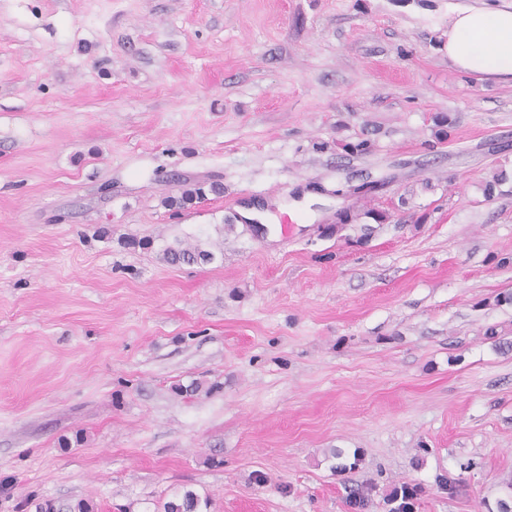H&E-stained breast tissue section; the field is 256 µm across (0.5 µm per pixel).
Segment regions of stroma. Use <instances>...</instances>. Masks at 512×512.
I'll use <instances>...</instances> for the list:
<instances>
[{
  "mask_svg": "<svg viewBox=\"0 0 512 512\" xmlns=\"http://www.w3.org/2000/svg\"><path fill=\"white\" fill-rule=\"evenodd\" d=\"M483 2L0 0V512L512 505V84L448 63ZM167 259L172 264H193L199 261L212 260V253L195 248L169 247L166 251ZM208 506L206 498L202 499L194 491L187 490L165 502L163 512H207Z\"/></svg>",
  "mask_w": 512,
  "mask_h": 512,
  "instance_id": "obj_1",
  "label": "stroma"
}]
</instances>
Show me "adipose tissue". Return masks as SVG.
I'll use <instances>...</instances> for the list:
<instances>
[{
  "mask_svg": "<svg viewBox=\"0 0 512 512\" xmlns=\"http://www.w3.org/2000/svg\"><path fill=\"white\" fill-rule=\"evenodd\" d=\"M448 60L477 78L512 82V5L457 12L448 30Z\"/></svg>",
  "mask_w": 512,
  "mask_h": 512,
  "instance_id": "ef3b65f1",
  "label": "adipose tissue"
}]
</instances>
